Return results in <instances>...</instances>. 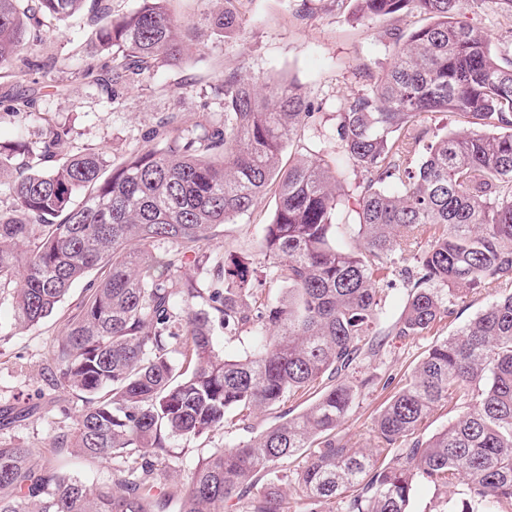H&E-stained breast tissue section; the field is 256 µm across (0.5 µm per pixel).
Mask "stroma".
Listing matches in <instances>:
<instances>
[{"instance_id":"obj_1","label":"stroma","mask_w":512,"mask_h":512,"mask_svg":"<svg viewBox=\"0 0 512 512\" xmlns=\"http://www.w3.org/2000/svg\"><path fill=\"white\" fill-rule=\"evenodd\" d=\"M141 0H86L65 20L47 19L31 36L25 53L36 68L21 79L0 78V141L18 138L41 141L45 120L66 125L70 135L62 151L72 154L87 147L100 149L113 163L129 157L164 112H177L184 125L219 117L224 111L217 86L237 74L257 86L290 82L314 105L304 131L305 141L321 142L336 156L331 134L344 103L366 93L370 74L386 69L394 46L389 30L407 34L427 23L426 16L403 10L384 18H362L355 0H238L239 24L221 35L211 27L224 0H169V15L181 30L189 53L177 66H163L109 100L104 87L80 76L92 66L103 69L112 55L87 45L88 36L106 18H118L139 8ZM461 21L483 29L494 51L512 59V10L502 0H465ZM26 99L32 114L26 120L9 118L16 100ZM276 210L274 193L259 198L252 209L218 228L206 248L257 259V242L264 224ZM84 295L76 284L56 314L40 326L12 328V297L0 293V409L16 412V422L0 428V442L31 448L34 462H43L54 439L74 426L80 407L75 394L51 389L41 365L63 333L67 318ZM491 300L471 293L456 301L455 312L437 331L414 339L387 337L376 356L360 368L378 375L350 412L340 434L349 446L368 443L373 420L397 390L401 380L436 340L452 334Z\"/></svg>"}]
</instances>
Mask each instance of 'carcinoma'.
<instances>
[{
  "mask_svg": "<svg viewBox=\"0 0 512 512\" xmlns=\"http://www.w3.org/2000/svg\"><path fill=\"white\" fill-rule=\"evenodd\" d=\"M22 2L0 0V77L33 69L21 61L29 32L85 0ZM356 2L366 17L412 9L430 23L406 38L389 33L390 67L337 115L339 160L313 145L282 169L311 102L291 83L260 91L235 76L219 87L220 118L181 130L167 112L157 143L115 167L92 147L54 163L69 129L48 119L39 144H0V179L14 156L27 157L0 206V290L13 292L15 328L39 325L75 283L102 271L41 367L48 384L82 401L50 452L121 466L112 483L88 485L0 443V512H224L230 503L288 512L292 489L301 512L338 501L346 512H407L420 483L466 486L448 512H512V62L458 21L462 0ZM166 3L143 0L99 29V49L115 57L111 93L182 61ZM434 112H455L469 128L436 136L413 168L423 117ZM390 183L400 191L386 192ZM271 189L277 208L257 249L270 280L288 285L275 303L244 262L202 249ZM351 194L357 251L339 236ZM397 252L412 265L401 273L405 305L389 318ZM189 263L208 271V287ZM473 290L494 299L425 352L378 412L369 445L348 446L339 428L375 382L358 373L361 361L388 336L430 333ZM217 327L248 334L250 351L225 358ZM304 396L311 402L299 413L209 449L188 482L171 472L173 439L206 440L231 416L244 425ZM440 404L463 412L421 435ZM303 454V465L281 468Z\"/></svg>",
  "mask_w": 512,
  "mask_h": 512,
  "instance_id": "cac0c4a2",
  "label": "carcinoma"
}]
</instances>
